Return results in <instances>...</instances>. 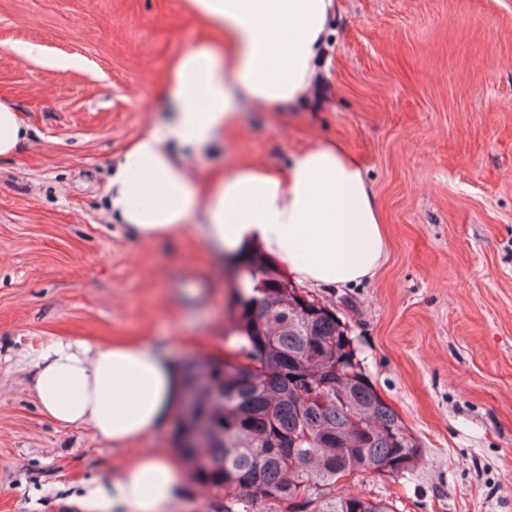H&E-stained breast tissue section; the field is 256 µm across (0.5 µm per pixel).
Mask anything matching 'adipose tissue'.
Masks as SVG:
<instances>
[{
  "instance_id": "obj_1",
  "label": "adipose tissue",
  "mask_w": 512,
  "mask_h": 512,
  "mask_svg": "<svg viewBox=\"0 0 512 512\" xmlns=\"http://www.w3.org/2000/svg\"><path fill=\"white\" fill-rule=\"evenodd\" d=\"M209 30L185 50L164 86L168 119L138 136L107 177L113 222L143 240L195 226L217 255L261 247L304 282L344 287L380 265L386 236L359 160L335 142L298 153L283 171L231 165L194 179L184 151L203 153L237 128L249 102L298 106L316 77L336 0H188ZM30 126L0 99V157L14 156ZM182 378L169 356L146 341L51 342L41 351L32 389L47 416L91 426L121 448L156 430L177 408ZM176 464L145 450L105 483L90 485L92 512H162L179 495Z\"/></svg>"
}]
</instances>
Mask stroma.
I'll return each instance as SVG.
<instances>
[{
	"mask_svg": "<svg viewBox=\"0 0 512 512\" xmlns=\"http://www.w3.org/2000/svg\"><path fill=\"white\" fill-rule=\"evenodd\" d=\"M186 0H0V96L23 110V150L0 161V512H78L171 426L112 449L39 410L50 342L147 340L175 362L232 357L227 269L197 235L136 238L110 221L111 161L168 115L172 65L197 45ZM322 88L293 112L248 105L204 178L228 161L284 169L322 140L360 161L384 214V263L343 288L303 285L346 323L366 375L418 440L400 478L342 494L395 512H512V0H339ZM77 55L58 72L18 43ZM168 512L223 498L180 466Z\"/></svg>",
	"mask_w": 512,
	"mask_h": 512,
	"instance_id": "1",
	"label": "stroma"
}]
</instances>
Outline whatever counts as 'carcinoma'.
I'll return each mask as SVG.
<instances>
[{
  "label": "carcinoma",
  "instance_id": "cac0c4a2",
  "mask_svg": "<svg viewBox=\"0 0 512 512\" xmlns=\"http://www.w3.org/2000/svg\"><path fill=\"white\" fill-rule=\"evenodd\" d=\"M237 359L196 364L194 426L213 437L182 448L194 481L224 495V512H395L383 499L336 495V482L422 455L365 374L336 312L301 294L258 248L231 262ZM313 387L318 403L303 405ZM347 396L343 402L337 394ZM298 440L288 460L284 441Z\"/></svg>",
  "mask_w": 512,
  "mask_h": 512
}]
</instances>
